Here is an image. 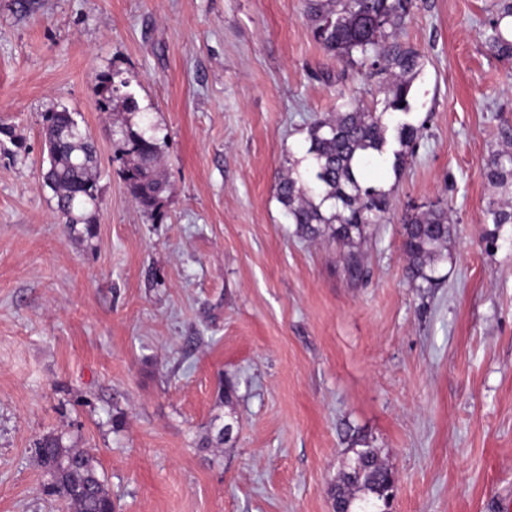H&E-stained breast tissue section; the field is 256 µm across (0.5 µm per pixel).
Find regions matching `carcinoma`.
<instances>
[{
	"label": "carcinoma",
	"mask_w": 512,
	"mask_h": 512,
	"mask_svg": "<svg viewBox=\"0 0 512 512\" xmlns=\"http://www.w3.org/2000/svg\"><path fill=\"white\" fill-rule=\"evenodd\" d=\"M416 0H306V15L313 35L323 49L348 67L369 70L384 86L383 98L367 103H347L324 117H314L307 127L309 146L305 158L288 162L276 185L277 199L296 234L315 239L326 235L344 248L345 269L353 280L363 274L362 247L371 226L389 219L391 191L368 184L378 170V156L385 151L388 135L400 150L393 153L394 172L402 171L409 152L422 136L423 126L407 120L410 114L412 81L420 70L421 55L400 40ZM512 19V0H495V15L482 31L487 53L496 59L512 58V34L506 22ZM104 102L100 111H111L113 100L124 112L139 111L131 94L120 93L125 83L114 77L102 80ZM43 134L49 153V167L42 180L51 182L56 212L70 227L95 223L98 188L93 173L96 150L75 113L51 110L43 115ZM121 146L119 159L130 195L152 215L159 209L165 185L157 173L161 146L142 129L125 126L116 132ZM483 175L497 188L512 187V149L493 153ZM484 223L493 225L486 234L495 244L500 229L512 224V201L489 200ZM451 218L448 206L406 214L403 224V251L406 275L417 288H432L436 273L448 258ZM44 468L48 492L63 500L71 512H114L112 494L97 473L94 456L63 442V437L47 434L36 443ZM354 458L339 482L331 489L334 512H371V501L390 493L392 471L378 458L376 449L363 445L352 449Z\"/></svg>",
	"instance_id": "carcinoma-1"
}]
</instances>
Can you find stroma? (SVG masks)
Masks as SVG:
<instances>
[{"instance_id": "35a3bbf8", "label": "stroma", "mask_w": 512, "mask_h": 512, "mask_svg": "<svg viewBox=\"0 0 512 512\" xmlns=\"http://www.w3.org/2000/svg\"><path fill=\"white\" fill-rule=\"evenodd\" d=\"M493 3L418 0L404 26L425 129L402 176H375L392 210L354 283L276 198L311 118L379 92L304 0H0V512H68L44 492L48 433L94 456L116 512H333L357 438L395 474L390 512H512V224L490 247L483 222V165L512 140ZM105 73L137 113L100 111ZM62 107L97 150L89 230L42 185ZM126 124L162 147L151 217L115 159ZM440 201L444 279L421 291L403 218Z\"/></svg>"}]
</instances>
